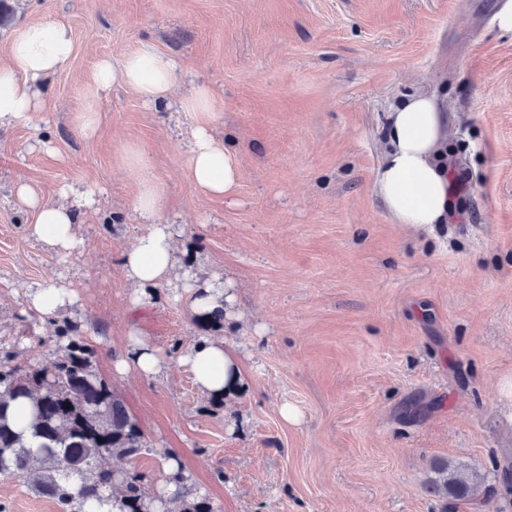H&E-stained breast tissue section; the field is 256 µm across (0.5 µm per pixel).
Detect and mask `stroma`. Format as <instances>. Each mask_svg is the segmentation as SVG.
I'll return each instance as SVG.
<instances>
[{
    "label": "stroma",
    "instance_id": "stroma-1",
    "mask_svg": "<svg viewBox=\"0 0 512 512\" xmlns=\"http://www.w3.org/2000/svg\"><path fill=\"white\" fill-rule=\"evenodd\" d=\"M511 1L5 0L0 58L30 24L64 23L75 42L44 90L50 111L0 129V342L13 365L52 358L57 328L78 326L149 446L129 469L157 486L162 452H177L214 512H512V33L495 22ZM144 46L177 61L179 89L223 99L213 131L240 159L235 195L190 182L194 116L177 105L118 85L83 134L99 61ZM413 93L446 112L465 176L447 224L393 223L372 190L386 114ZM131 146L165 188L179 267L233 281L223 327L167 285L128 279L122 254L147 229ZM21 181L47 200L92 191L79 249L28 234ZM47 279L76 302L26 312ZM133 327L168 358L157 377L113 370ZM204 336L239 346L246 387L222 406L177 361ZM284 403L299 424L281 419ZM442 461L476 480L472 496L430 492ZM0 512L62 510L2 473Z\"/></svg>",
    "mask_w": 512,
    "mask_h": 512
}]
</instances>
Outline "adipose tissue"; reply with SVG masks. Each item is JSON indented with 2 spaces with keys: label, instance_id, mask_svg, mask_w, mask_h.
<instances>
[{
  "label": "adipose tissue",
  "instance_id": "adipose-tissue-1",
  "mask_svg": "<svg viewBox=\"0 0 512 512\" xmlns=\"http://www.w3.org/2000/svg\"><path fill=\"white\" fill-rule=\"evenodd\" d=\"M73 50L72 33L62 23L31 24L13 34L8 58L0 62V127L29 122L34 113L45 111L41 87L61 70ZM176 68L171 57L147 48L125 54L118 65L100 61L81 115L83 132L91 135L97 131L100 102L113 85L133 89L146 103H164L175 88ZM179 103L182 111L199 116L190 151L192 182L208 196L235 193L240 182L237 157L214 136L211 124L221 109L216 94L208 86L197 85ZM446 124L447 117L435 99L425 94L409 97L389 113L386 145L374 174L373 191L395 223L421 226L451 220L454 208L446 163ZM128 170L138 185L135 210L148 229L124 252L122 264L134 283L158 285L169 280L175 263L173 233L161 217L164 189L141 155L131 156ZM15 195L34 214L31 236L63 253L80 246L73 207L44 201L24 182L17 184ZM74 301L72 289L49 280L29 293L28 308L50 316ZM178 361L190 368L199 392L208 397L234 394L244 382L238 347L225 340L200 339L182 351ZM164 365L160 350L133 330L114 369L123 376L136 373L155 377Z\"/></svg>",
  "mask_w": 512,
  "mask_h": 512
}]
</instances>
